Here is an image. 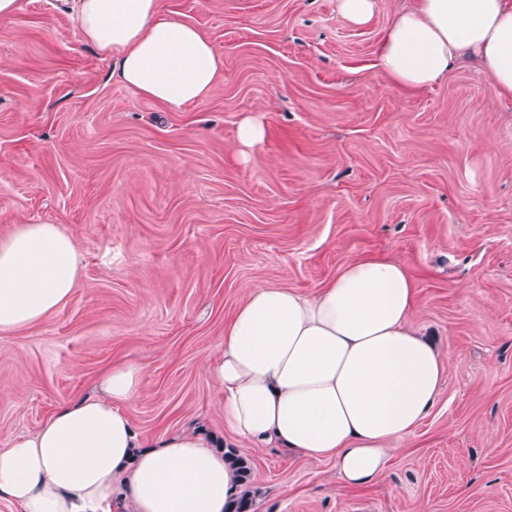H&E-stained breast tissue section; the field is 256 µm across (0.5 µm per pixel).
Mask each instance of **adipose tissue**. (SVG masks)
<instances>
[{
  "label": "adipose tissue",
  "instance_id": "obj_1",
  "mask_svg": "<svg viewBox=\"0 0 512 512\" xmlns=\"http://www.w3.org/2000/svg\"><path fill=\"white\" fill-rule=\"evenodd\" d=\"M68 15L143 97L179 109L222 77L208 38L161 0H70ZM463 59L512 96V0H406L377 48L382 74L410 92ZM77 270L75 242L58 225L32 221L1 239L0 333L65 304ZM415 308L412 280L391 259L354 261L310 295L248 286L205 360L230 446L202 428L142 438L122 410L140 395L141 368L119 361L99 377V397L60 404L0 448V503L12 512H224L240 492L231 458L270 445L334 461L345 487L372 486L390 443L418 427L439 392L444 365L413 325Z\"/></svg>",
  "mask_w": 512,
  "mask_h": 512
}]
</instances>
